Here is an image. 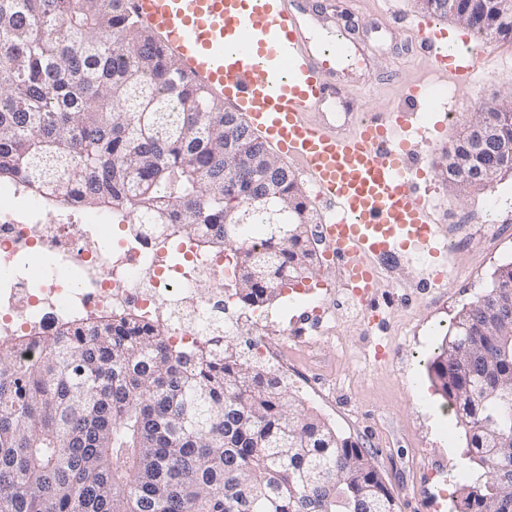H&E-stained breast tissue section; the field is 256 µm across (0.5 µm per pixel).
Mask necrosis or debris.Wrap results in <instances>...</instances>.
I'll return each mask as SVG.
<instances>
[{
  "label": "necrosis or debris",
  "instance_id": "4bbe7bcc",
  "mask_svg": "<svg viewBox=\"0 0 512 512\" xmlns=\"http://www.w3.org/2000/svg\"><path fill=\"white\" fill-rule=\"evenodd\" d=\"M203 274L222 279L223 257L187 251L176 264L152 239H113L110 225L0 186V339L33 329L50 339L62 322L101 312L149 314L165 292L174 309L163 324L189 343L224 312L223 289L197 293Z\"/></svg>",
  "mask_w": 512,
  "mask_h": 512
}]
</instances>
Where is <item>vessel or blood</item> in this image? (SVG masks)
<instances>
[{"instance_id":"obj_1","label":"vessel or blood","mask_w":512,"mask_h":512,"mask_svg":"<svg viewBox=\"0 0 512 512\" xmlns=\"http://www.w3.org/2000/svg\"><path fill=\"white\" fill-rule=\"evenodd\" d=\"M162 50L176 57L191 78L220 91L233 110L269 142L301 164L313 198L330 214L320 235L346 287L371 299L380 261L440 253L433 229L440 213L434 184L421 179L439 148L437 125L412 113L372 112L343 122L308 113L336 100V59L350 44L322 48L321 14L304 0H124ZM445 33L428 25L417 48L438 77L466 87L478 72L480 50L450 59ZM353 124L355 133L344 131Z\"/></svg>"}]
</instances>
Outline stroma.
I'll return each mask as SVG.
<instances>
[{
  "mask_svg": "<svg viewBox=\"0 0 512 512\" xmlns=\"http://www.w3.org/2000/svg\"><path fill=\"white\" fill-rule=\"evenodd\" d=\"M330 25L349 30L365 62L342 77V99L353 112H393L403 106L407 88L433 82L430 63L414 50L416 25L430 21L417 0H321ZM483 70L471 90L444 86L435 109H422L424 121L447 113L441 130L447 143L464 137L479 103L512 87V42L486 45ZM446 215L441 238L465 232L462 247L449 249L443 288L417 283L414 265L381 268L368 306L354 302L318 234L327 217L312 206L308 226L316 252L312 270L272 309L277 317L266 332L273 349H287L306 382L293 389L306 407L326 418L342 436L374 455L377 469L391 486L400 512H453L463 480L442 486L426 479L431 469L456 461L465 447L464 430L440 391L427 361L441 345L456 313L480 295L494 270L512 261V168L492 185L459 192L447 180L434 195ZM327 309V331L313 326L294 332L291 320L304 308Z\"/></svg>",
  "mask_w": 512,
  "mask_h": 512,
  "instance_id": "obj_1",
  "label": "stroma"
}]
</instances>
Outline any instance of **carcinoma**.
<instances>
[{
  "instance_id": "1",
  "label": "carcinoma",
  "mask_w": 512,
  "mask_h": 512,
  "mask_svg": "<svg viewBox=\"0 0 512 512\" xmlns=\"http://www.w3.org/2000/svg\"><path fill=\"white\" fill-rule=\"evenodd\" d=\"M463 24L512 41L497 0H460ZM512 142V117L479 107ZM499 173L498 148L466 140L451 163ZM60 205L120 210L136 238L188 242L224 264V288L261 310L314 260L310 201L224 103L129 18L122 0H0V179ZM263 197L278 209L239 210ZM263 228V242L246 236ZM224 325L191 346L143 313L0 341V512H399L372 456L306 408ZM512 262L455 316L429 360L477 469L456 512H512Z\"/></svg>"
}]
</instances>
